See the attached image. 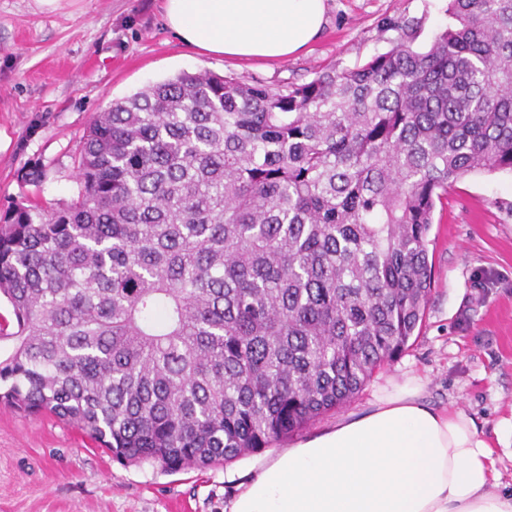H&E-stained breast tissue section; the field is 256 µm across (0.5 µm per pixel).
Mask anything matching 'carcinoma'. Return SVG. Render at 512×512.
Returning <instances> with one entry per match:
<instances>
[{"mask_svg":"<svg viewBox=\"0 0 512 512\" xmlns=\"http://www.w3.org/2000/svg\"><path fill=\"white\" fill-rule=\"evenodd\" d=\"M448 12L423 51L280 86L182 72L95 113L70 201L0 206V403L177 473L350 402L425 317L435 201L512 172V0Z\"/></svg>","mask_w":512,"mask_h":512,"instance_id":"cac0c4a2","label":"carcinoma"}]
</instances>
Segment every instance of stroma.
Here are the masks:
<instances>
[{"label": "stroma", "mask_w": 512, "mask_h": 512, "mask_svg": "<svg viewBox=\"0 0 512 512\" xmlns=\"http://www.w3.org/2000/svg\"><path fill=\"white\" fill-rule=\"evenodd\" d=\"M417 23L415 47L446 27L448 0H328L321 35L284 60L199 55L166 27L163 0H0V204L70 201L77 143L95 112L152 82L208 70L268 85L304 83L332 66L386 51L398 23ZM47 169L37 187L18 172ZM433 282L421 331L347 405L308 427L370 407L388 382L422 378L423 396L462 411L495 443L502 491L512 446L496 444L512 417V173H475L437 201L429 234ZM282 444L215 467L169 473L122 462L58 417L0 404V512H224L246 475Z\"/></svg>", "instance_id": "obj_1"}]
</instances>
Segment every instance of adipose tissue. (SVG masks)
Segmentation results:
<instances>
[{
	"instance_id": "1",
	"label": "adipose tissue",
	"mask_w": 512,
	"mask_h": 512,
	"mask_svg": "<svg viewBox=\"0 0 512 512\" xmlns=\"http://www.w3.org/2000/svg\"><path fill=\"white\" fill-rule=\"evenodd\" d=\"M327 0H165L166 27L200 53L285 59L326 22ZM411 378L266 461L228 512H512L493 450L464 412Z\"/></svg>"
}]
</instances>
